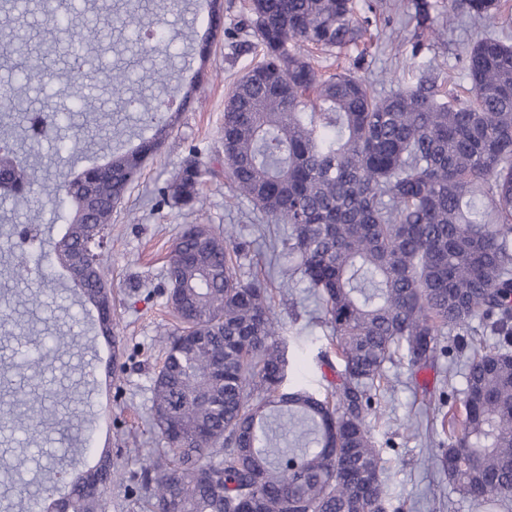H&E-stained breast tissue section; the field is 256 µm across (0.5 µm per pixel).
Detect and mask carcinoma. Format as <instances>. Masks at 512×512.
<instances>
[{
  "label": "carcinoma",
  "instance_id": "obj_1",
  "mask_svg": "<svg viewBox=\"0 0 512 512\" xmlns=\"http://www.w3.org/2000/svg\"><path fill=\"white\" fill-rule=\"evenodd\" d=\"M498 0H448V13L492 17ZM121 30L136 33L139 55L151 59L167 38L160 11L115 9ZM246 26L263 59L233 87L224 106L225 173L239 195L286 229L273 245L288 270L285 288L306 283L318 297L331 349L343 363L331 397L286 385L287 342L273 314L268 283L245 279L237 260L246 246L230 227L187 224L165 269L167 305L176 320L162 334L164 358L152 386L150 417L158 440L141 449V470L129 473L109 448L88 445L97 464L71 475L66 459L56 473L69 485L34 493L41 512H106L112 487H132L131 501L148 512H387L380 452L370 418L383 411L377 394L385 366L397 355L422 369L451 348L452 332L470 350L464 387L448 386L433 412L448 443L430 459L464 497L493 505L512 500V43L485 36L465 57L471 96L445 92L437 77L418 80L379 98L360 78L318 76L304 53L358 40L353 0H251ZM223 16L210 32L182 34L199 56L210 51ZM112 18L70 32L76 75L100 55ZM38 53L14 38L0 39V67L32 77ZM130 66L100 71L115 94L131 80ZM164 92L168 68L146 70ZM73 105L17 97L12 79L0 80V124L22 123L21 141H0V178L12 192L0 204L24 207L34 244L40 211L30 198L40 187L57 195L43 169L27 164L22 145L52 138L59 119L95 114L83 91L62 90ZM129 99H120L105 127L117 144L106 163L68 178L57 220L62 235L35 260L22 255L12 281L42 278L51 258L97 313L95 332L120 342L112 318V284L104 242L113 215L146 161L160 152L178 112L163 98L143 114L138 144L130 136ZM209 173L196 154L159 191L180 211L203 207ZM478 327H473V324ZM495 338L488 349L478 329ZM13 376L32 380L40 359L23 329L13 333ZM23 412L13 426L42 428V412L22 387L9 390ZM56 403L78 413L69 387Z\"/></svg>",
  "mask_w": 512,
  "mask_h": 512
}]
</instances>
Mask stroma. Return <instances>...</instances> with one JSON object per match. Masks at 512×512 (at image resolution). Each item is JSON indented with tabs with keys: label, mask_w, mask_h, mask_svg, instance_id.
I'll use <instances>...</instances> for the list:
<instances>
[{
	"label": "stroma",
	"mask_w": 512,
	"mask_h": 512,
	"mask_svg": "<svg viewBox=\"0 0 512 512\" xmlns=\"http://www.w3.org/2000/svg\"><path fill=\"white\" fill-rule=\"evenodd\" d=\"M101 2L31 0L26 12H0V34L27 36L30 45L35 46L48 35L41 24L44 4H51L59 13L69 12L79 26L99 12ZM223 4L224 31L216 37L207 61H200L179 43L173 44L169 53L154 58L156 64L175 72L166 98L180 103L193 85L201 102L181 111L160 154L134 180L111 229L109 276L122 337L120 360L125 365L121 389L87 386L89 377H104L112 348L95 334V311L82 303L77 288L60 266L49 270L54 290L41 312H31L26 302L30 283L11 281L0 288V310L9 312L12 324L28 332L43 357L34 399L50 426L42 436L12 430L11 419L18 409L9 396L0 397V452H6L14 464L12 472L0 473V493L10 491L19 479L31 483L51 480L58 457L64 453L78 465H94V458L83 454L79 443L80 435L89 431L98 445L110 448L113 458L127 470H139L141 449L151 447L155 439L148 412L152 379L161 363L159 338L174 325L164 294V268L183 225H235L238 239L249 245L248 255L241 259L242 271L263 279L275 270L273 240L265 219L222 176L224 104L237 80L262 58L257 39L241 30L246 0H223ZM354 6L356 12L370 14L372 24L367 35L358 44L315 53L314 65L323 74L348 68L364 78L379 97L416 81L424 70L450 81L457 90H465L469 86L464 72L467 49L489 34L512 40V0H507L501 17L491 24L468 17L449 20L448 0H354ZM422 6L428 9L424 22L418 18ZM55 40L59 51L48 61L54 87L63 89L80 82L98 104L112 109L111 92L98 76L100 64L87 65V78L74 79L63 55L69 39L59 34ZM193 149L214 171L201 187L204 207L189 214L158 204V188L173 177ZM274 315L288 341L292 381L325 391L336 381L342 364L335 358L327 362L318 357L330 338L310 290L298 287L287 296L275 297ZM57 336H75L79 342L63 355L53 348ZM463 372L464 361L460 358H441L418 372L410 370L406 359L400 357L387 364L385 373L393 390L384 397V414L373 419L371 426L385 468L389 512H512V502L489 509L465 500L447 476L428 461L440 437L425 398L438 396L451 384L462 386ZM62 385L75 390L83 412L73 419L68 432L60 434L52 429L61 411L53 404L51 394ZM407 419L418 423L417 432L400 430V422Z\"/></svg>",
	"instance_id": "1"
}]
</instances>
